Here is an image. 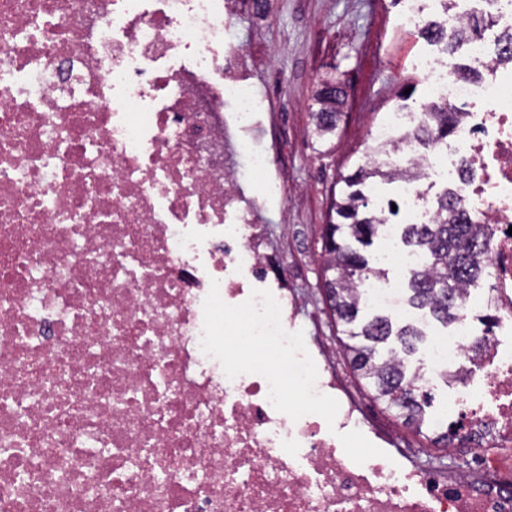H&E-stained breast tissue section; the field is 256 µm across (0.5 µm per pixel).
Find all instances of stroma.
<instances>
[{
  "label": "stroma",
  "mask_w": 512,
  "mask_h": 512,
  "mask_svg": "<svg viewBox=\"0 0 512 512\" xmlns=\"http://www.w3.org/2000/svg\"><path fill=\"white\" fill-rule=\"evenodd\" d=\"M401 13L392 0H267L259 10L236 0L226 18L257 94L253 133L272 159L270 176L285 188L284 197L258 199L260 178L243 159L237 167L242 192L255 199V221L301 297L299 321L330 349L339 341L320 286L321 235L340 177L370 159L372 134L390 112L419 111L428 98L421 62L439 54L417 29L400 26ZM326 80L343 86L346 104L336 133L321 138L313 114ZM336 369L370 416L412 443L421 460L462 468V460L430 447L435 426L413 433L371 400L344 357H337Z\"/></svg>",
  "instance_id": "obj_1"
}]
</instances>
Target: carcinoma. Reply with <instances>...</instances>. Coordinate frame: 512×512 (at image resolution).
I'll use <instances>...</instances> for the list:
<instances>
[{"label":"carcinoma","mask_w":512,"mask_h":512,"mask_svg":"<svg viewBox=\"0 0 512 512\" xmlns=\"http://www.w3.org/2000/svg\"><path fill=\"white\" fill-rule=\"evenodd\" d=\"M345 95L338 85H327L319 92L318 136L335 133ZM433 116L435 139L448 141V135L459 122V113L450 107ZM403 176L404 173L394 168L384 170L374 163L359 166L341 177L345 190L334 199L332 220L322 233L325 251L322 268L331 314L335 324L341 327V343L353 372L372 391L374 400L419 433L425 422L428 396L416 386L418 372L407 373L403 360L387 344L395 342L403 352L411 353L424 334L410 325L395 329L382 316L358 321L363 303L357 283L369 276L386 275V270L370 267L359 250L361 246L371 245L378 235L377 214L367 210L360 186L375 177L392 182ZM485 235V226L461 222L450 193L437 199L434 223L404 225L402 243L426 257L425 265L408 279L410 303L429 309L445 325L454 322L458 298L470 291L488 267Z\"/></svg>","instance_id":"cac0c4a2"}]
</instances>
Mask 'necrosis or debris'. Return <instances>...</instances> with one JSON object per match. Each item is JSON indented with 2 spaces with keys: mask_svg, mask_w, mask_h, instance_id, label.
<instances>
[{
  "mask_svg": "<svg viewBox=\"0 0 512 512\" xmlns=\"http://www.w3.org/2000/svg\"><path fill=\"white\" fill-rule=\"evenodd\" d=\"M231 4L0 0V512H512V63L476 36L481 78L425 59L455 132L420 143L428 114L396 111L374 137L418 172L401 224L433 223L420 185L441 180L489 227L484 327L463 298L417 380L447 377L448 445L470 462L439 470L376 428L317 347L331 427L201 349L214 281L230 305L269 290L296 329L236 175L271 159L236 135L256 94L224 49ZM352 430L381 456L353 462Z\"/></svg>",
  "mask_w": 512,
  "mask_h": 512,
  "instance_id": "necrosis-or-debris-1",
  "label": "necrosis or debris"
}]
</instances>
